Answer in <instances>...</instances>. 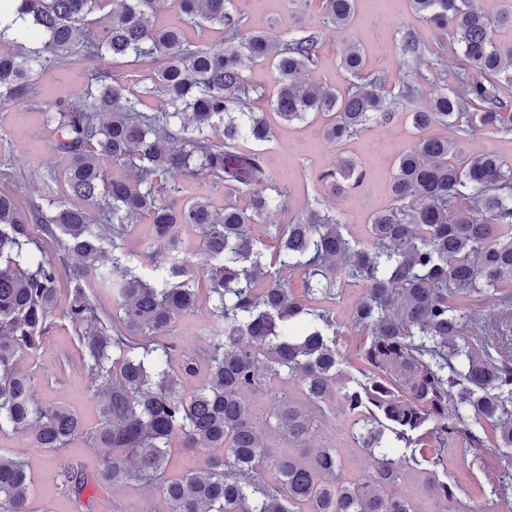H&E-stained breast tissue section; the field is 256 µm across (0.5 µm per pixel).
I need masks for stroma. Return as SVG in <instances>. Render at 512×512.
<instances>
[{
	"instance_id": "obj_1",
	"label": "stroma",
	"mask_w": 512,
	"mask_h": 512,
	"mask_svg": "<svg viewBox=\"0 0 512 512\" xmlns=\"http://www.w3.org/2000/svg\"><path fill=\"white\" fill-rule=\"evenodd\" d=\"M253 29H271L275 34H288L301 25L322 35L318 61L305 74L306 81L345 88L353 76L340 66L345 41L359 44L369 68H384L388 74L387 96L399 95L405 86L415 82L416 75L401 50L404 30L416 32L428 45L441 41V34L415 14L409 0H358L357 18L348 34L342 35L328 24L320 0H253L247 13ZM83 68L50 69L37 79V107L11 105L0 108V191L16 192L20 205L41 199L43 175L61 169V162L51 153L43 121L37 116L38 106H45L79 92L83 85ZM320 121L280 125L275 139L268 145L272 158L270 181L290 186L283 197V208L300 215L314 202L336 214L348 224L353 236L364 239L365 224L376 210L390 206L393 198L389 181L398 154L410 149L417 137L407 109H398L390 124L369 123L359 136L339 147L319 133ZM353 156L365 172L362 184L340 197L325 195L314 176L331 166L339 152ZM74 351V333L63 317H55L54 326L40 351L24 354L22 368L35 374L34 397L40 403L67 406L83 421L85 427L100 422L98 401L89 395L87 380L80 365L59 371L58 361ZM0 452L28 461L32 478L31 503L51 500L53 512H74L71 501L59 489L55 458L34 448L28 436L11 429L0 430ZM507 459L491 454L482 462H473L463 449L448 452V474L462 487L458 497L463 512H481L483 497L474 495L476 487L490 488L504 468ZM161 496L159 486L117 485L93 494V512H143L146 500Z\"/></svg>"
}]
</instances>
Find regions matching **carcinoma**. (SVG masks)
<instances>
[{
  "label": "carcinoma",
  "instance_id": "obj_1",
  "mask_svg": "<svg viewBox=\"0 0 512 512\" xmlns=\"http://www.w3.org/2000/svg\"><path fill=\"white\" fill-rule=\"evenodd\" d=\"M244 2L179 0L187 24L219 34L201 44L155 23L164 0H0V14L15 16L0 21V44L11 46L0 54V107L32 102L38 72L96 63L80 92L43 110L51 149L66 160L61 175L46 178L49 207L23 208L0 192V429L55 454L77 512L89 487L66 456L77 437L112 449L98 484L162 482L161 500L146 512H418L398 489L410 471L428 474L442 512H451L457 485L448 480V448L476 460L512 457V163L492 150L460 149L480 131H512V97L501 86L512 44L492 37L493 28L512 27V9L491 18L474 0H411L452 38L435 52L405 31L412 68L424 80L421 67H447L454 85L409 113L420 136L396 159L394 205L369 218L363 244L319 206L285 216L269 225L278 249L268 258L250 227L284 192L254 191L269 180V161L243 144L267 142L274 129L268 113L244 111L249 65L267 62L276 72L273 115L291 123L320 114L324 138L337 144L369 121L389 122L394 101L356 43L340 61L357 83L339 91L304 82L320 34L248 31ZM355 2L322 0L336 32L348 33ZM148 59L161 65L135 89L106 68ZM154 98L163 105L150 109ZM435 125L451 135L426 134ZM110 166L128 175L111 176ZM172 173L207 176L248 195L247 204L180 205ZM362 177L341 154L316 180L334 197ZM144 221L149 246L135 253L126 236ZM34 229L57 244L59 258H36ZM186 229L202 239L201 266L179 247ZM72 255L81 265L68 266ZM148 264L166 274L143 275ZM294 274L304 278L301 298L288 288ZM90 276L113 309L86 288ZM201 281L213 317L207 346L179 351L161 337L198 307ZM340 285L361 290L350 321L363 338L352 357L340 349L332 307ZM490 304L493 315L480 317ZM60 305L99 399L94 430L65 406L34 402L33 378L18 364L42 347ZM273 380L301 395L281 402L268 427L302 448L297 455H272L253 423L246 397ZM335 400L351 420L347 441L369 461L356 480L345 477L340 449L306 447L336 418ZM176 439L203 461L164 482ZM31 486L26 461L0 453V512H29ZM484 510L512 512V469L498 476Z\"/></svg>",
  "mask_w": 512,
  "mask_h": 512
}]
</instances>
